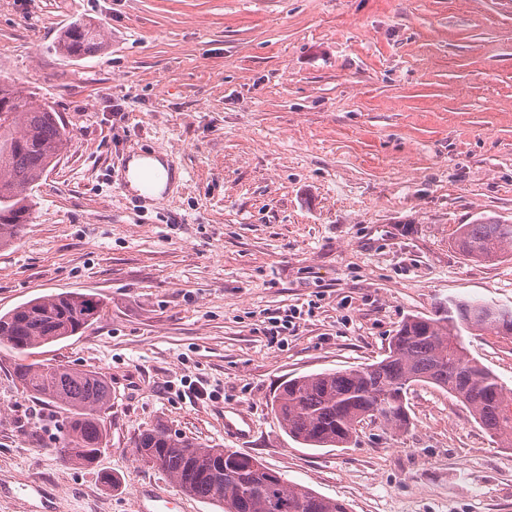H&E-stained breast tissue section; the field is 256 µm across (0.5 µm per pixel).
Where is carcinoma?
I'll use <instances>...</instances> for the list:
<instances>
[{"instance_id":"1","label":"carcinoma","mask_w":512,"mask_h":512,"mask_svg":"<svg viewBox=\"0 0 512 512\" xmlns=\"http://www.w3.org/2000/svg\"><path fill=\"white\" fill-rule=\"evenodd\" d=\"M101 47L90 24L74 23L60 48L70 57ZM70 137L48 104L24 101L0 83V247L23 232L36 183L68 146ZM459 250L491 262L512 245V222L481 215L459 226ZM103 300L90 293L40 297L0 315V343L20 355L77 335L94 321ZM492 330L512 336V307L489 301L451 298L430 317L406 319L392 336L386 357L348 369L288 380L273 402L285 432L309 448L341 447L366 419L405 431L410 425V386L433 384L462 403L502 448H512V390L468 356L462 331ZM19 386L67 414L59 451L74 464L90 466L107 442L101 413L112 392L98 373L63 364L31 362L15 370ZM134 461L167 472L185 494L217 505L221 512H347L346 504L284 480L258 458L228 448H206L156 423L138 436Z\"/></svg>"}]
</instances>
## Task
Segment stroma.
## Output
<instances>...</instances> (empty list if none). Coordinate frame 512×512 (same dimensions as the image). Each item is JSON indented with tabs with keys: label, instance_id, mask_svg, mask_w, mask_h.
<instances>
[{
	"label": "stroma",
	"instance_id": "35a3bbf8",
	"mask_svg": "<svg viewBox=\"0 0 512 512\" xmlns=\"http://www.w3.org/2000/svg\"><path fill=\"white\" fill-rule=\"evenodd\" d=\"M78 20L104 47L69 59ZM1 80L52 105L71 141L0 248V314L99 294L82 333L31 359L101 374L112 407L96 463L64 461L65 411L17 384L0 343V512L178 493L133 461L159 421L348 512H512V448L435 385L408 390L407 431L367 420L343 448L296 442L271 409L289 379L383 359L450 297L512 306V247L484 263L455 245L479 215L512 220V0H0ZM154 147L180 181L136 207L118 174ZM464 343L512 389V338ZM235 408L248 442L224 433Z\"/></svg>",
	"mask_w": 512,
	"mask_h": 512
}]
</instances>
